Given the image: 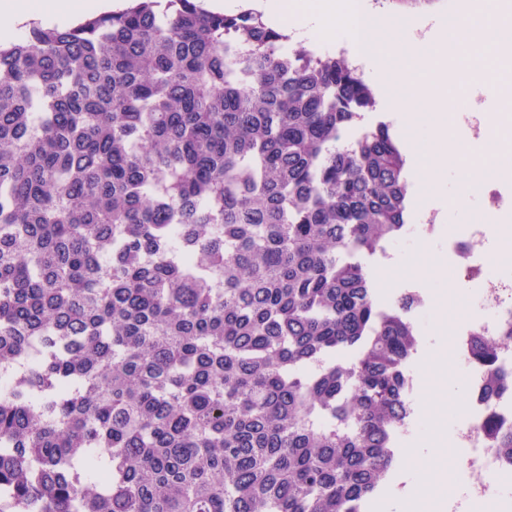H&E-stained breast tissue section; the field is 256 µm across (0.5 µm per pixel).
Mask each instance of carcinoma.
<instances>
[{
	"mask_svg": "<svg viewBox=\"0 0 512 512\" xmlns=\"http://www.w3.org/2000/svg\"><path fill=\"white\" fill-rule=\"evenodd\" d=\"M136 0L0 43V512H364L419 345L407 158L342 55ZM512 342L476 334L491 389ZM484 429L512 457V429Z\"/></svg>",
	"mask_w": 512,
	"mask_h": 512,
	"instance_id": "cac0c4a2",
	"label": "carcinoma"
}]
</instances>
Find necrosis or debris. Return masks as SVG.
<instances>
[{
	"mask_svg": "<svg viewBox=\"0 0 512 512\" xmlns=\"http://www.w3.org/2000/svg\"><path fill=\"white\" fill-rule=\"evenodd\" d=\"M418 232L444 242L448 258L455 270L478 279L479 286L468 297V327L457 341L458 361L469 375L471 403L465 418L455 432L459 447L467 451L459 487L470 498L492 499L512 506V485L488 481V474L512 476V459L494 448L491 437L483 428L488 408L512 424V393H500L487 398L488 373L472 359V333L494 337L500 335L507 319L512 318V276L487 270L484 262L487 227L469 225L463 234L446 232L440 224H421Z\"/></svg>",
	"mask_w": 512,
	"mask_h": 512,
	"instance_id": "1",
	"label": "necrosis or debris"
}]
</instances>
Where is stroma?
Masks as SVG:
<instances>
[{
    "label": "stroma",
    "instance_id": "1",
    "mask_svg": "<svg viewBox=\"0 0 512 512\" xmlns=\"http://www.w3.org/2000/svg\"><path fill=\"white\" fill-rule=\"evenodd\" d=\"M479 0H433L432 4L416 8H394L396 16L410 19L413 27H433L448 15L468 12L478 15ZM447 85L437 80L422 78L417 83L418 92L424 96L439 94L442 88L455 89L457 95L448 108V136L469 145L476 138H491L500 147L512 150V94L504 91L512 86V45L502 49L497 58L496 71L475 65L461 68L455 53L443 58ZM438 188L427 184L413 186L414 197L434 204L445 217L446 225L464 231L468 225L487 223L483 200L478 194V182L468 180L456 161H449L438 173ZM466 196V208H458L455 201ZM386 248L396 263L397 282L390 288H376L375 304L386 309L397 304L410 289H419L428 298L441 297L446 301L442 311L421 314L411 310L410 318L420 333L419 352L408 363L412 375L411 400L415 410L416 433L397 449L403 459L402 469L392 470L388 480L365 505L366 512H402L405 505H412L415 512H436L435 506L441 492L430 489L429 478L420 469V456L427 438L444 430L447 420H461L462 408L470 399L466 392V375L456 358V340L466 319L465 310L458 297L472 287L469 280L450 272L447 279L423 277L422 268L427 261H447L441 241L428 238L417 240L401 237L387 243ZM442 345L448 354L449 368L438 374L426 368L420 354L433 345ZM460 391L459 399H451L452 391Z\"/></svg>",
    "mask_w": 512,
    "mask_h": 512
}]
</instances>
